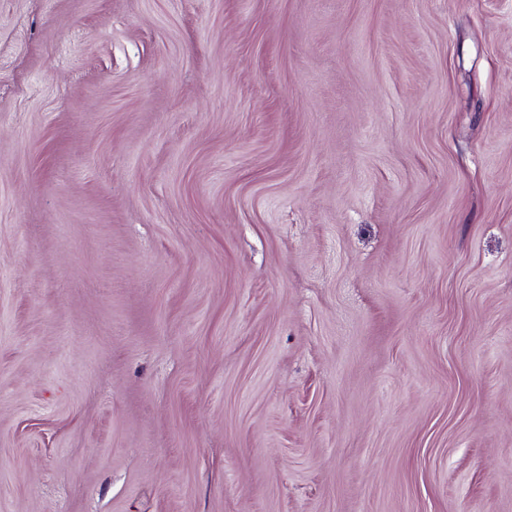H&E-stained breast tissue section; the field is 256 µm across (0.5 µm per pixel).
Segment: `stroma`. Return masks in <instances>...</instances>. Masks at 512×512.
Wrapping results in <instances>:
<instances>
[{
	"instance_id": "35a3bbf8",
	"label": "stroma",
	"mask_w": 512,
	"mask_h": 512,
	"mask_svg": "<svg viewBox=\"0 0 512 512\" xmlns=\"http://www.w3.org/2000/svg\"><path fill=\"white\" fill-rule=\"evenodd\" d=\"M0 512H512V0H0Z\"/></svg>"
}]
</instances>
